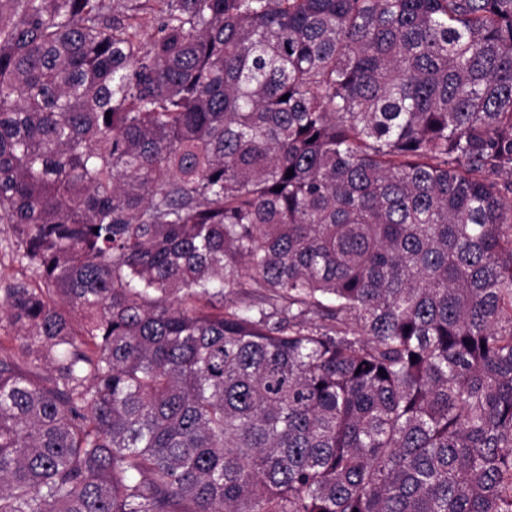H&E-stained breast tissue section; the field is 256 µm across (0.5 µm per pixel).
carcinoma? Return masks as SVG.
I'll return each instance as SVG.
<instances>
[{
    "label": "carcinoma",
    "mask_w": 512,
    "mask_h": 512,
    "mask_svg": "<svg viewBox=\"0 0 512 512\" xmlns=\"http://www.w3.org/2000/svg\"><path fill=\"white\" fill-rule=\"evenodd\" d=\"M504 171L512 0H0V512H512ZM14 237L9 224H0V288L8 280H26L34 278L32 270L15 259Z\"/></svg>",
    "instance_id": "carcinoma-1"
}]
</instances>
